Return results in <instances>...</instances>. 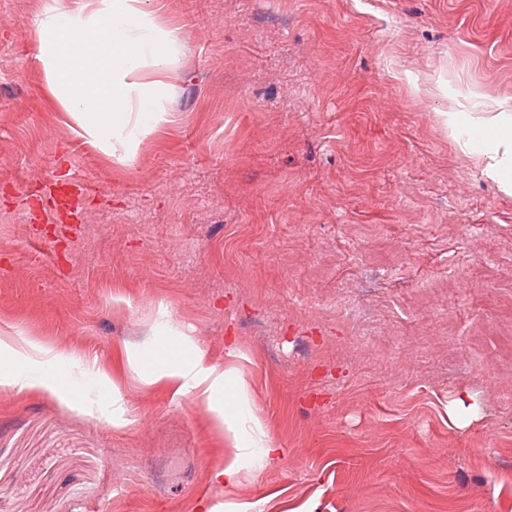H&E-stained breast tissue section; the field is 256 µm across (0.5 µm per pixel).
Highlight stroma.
<instances>
[{"mask_svg":"<svg viewBox=\"0 0 512 512\" xmlns=\"http://www.w3.org/2000/svg\"><path fill=\"white\" fill-rule=\"evenodd\" d=\"M148 7L174 121L121 164L0 0V335L94 362L129 418L0 390V512H512V195L437 119L512 100V0ZM161 307L285 450L232 490L212 413L129 364ZM124 401L121 391L112 385V390L105 400V405L98 404V408H94L93 405L87 406L89 414L97 419L104 418L106 421L112 424V426L124 425L126 420L124 419L125 409L123 407Z\"/></svg>","mask_w":512,"mask_h":512,"instance_id":"1","label":"stroma"}]
</instances>
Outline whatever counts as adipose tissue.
<instances>
[{
  "mask_svg": "<svg viewBox=\"0 0 512 512\" xmlns=\"http://www.w3.org/2000/svg\"><path fill=\"white\" fill-rule=\"evenodd\" d=\"M33 29L49 88L89 144L126 163L142 136L169 122V86L162 76L174 62L179 33L155 24L144 0H72L64 10L57 0H43ZM90 31L95 37L89 41ZM439 119L460 152L511 194L512 113L488 103L476 114L443 112ZM157 322L159 341L131 355V366L149 382L175 379L178 393L207 404L236 448L213 481L233 488L244 469L281 450L255 414L245 379L207 364L203 350L177 329L166 309L158 310ZM104 379L79 358L20 337H0L1 389H47L83 401Z\"/></svg>",
  "mask_w": 512,
  "mask_h": 512,
  "instance_id": "1",
  "label": "adipose tissue"
}]
</instances>
